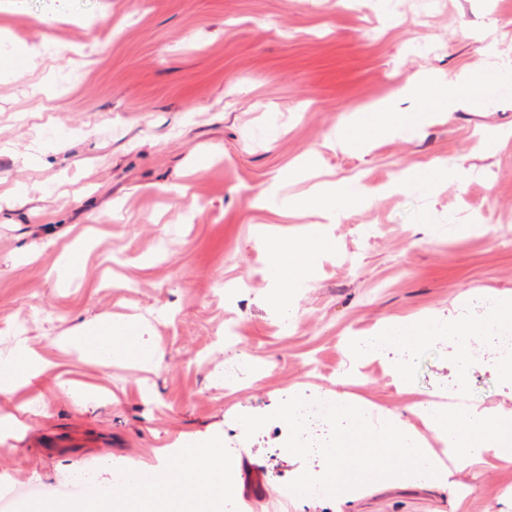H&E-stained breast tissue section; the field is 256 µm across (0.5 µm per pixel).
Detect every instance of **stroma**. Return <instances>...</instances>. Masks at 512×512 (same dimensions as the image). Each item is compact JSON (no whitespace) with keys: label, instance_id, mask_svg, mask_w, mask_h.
<instances>
[{"label":"stroma","instance_id":"1","mask_svg":"<svg viewBox=\"0 0 512 512\" xmlns=\"http://www.w3.org/2000/svg\"><path fill=\"white\" fill-rule=\"evenodd\" d=\"M491 61L512 69V0H0V353L22 336L51 364L0 394V417L22 424L0 435V512L85 476L112 487L115 467H155L198 438L237 458L222 512H334L280 497L325 460L275 413L335 387L348 339L424 314L478 321L487 302L462 292L512 293V96L429 122L412 98L404 135L329 141L404 85L427 83L438 104L443 84ZM435 160L458 178L388 190ZM343 179L369 201L321 221L289 209ZM316 222L328 251L294 255L310 276L290 319L267 302L264 253ZM73 250L81 266L59 277ZM131 317L161 366L90 364L66 343L86 321ZM472 345L464 364L444 337L365 359L349 391L375 415L458 390L512 415L498 343ZM85 387L108 403L85 401ZM242 416L260 423L246 437ZM333 428L350 472L371 458L398 467L362 422ZM455 480L368 487L344 512H512V462Z\"/></svg>","mask_w":512,"mask_h":512}]
</instances>
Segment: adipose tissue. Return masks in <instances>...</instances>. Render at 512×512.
<instances>
[{"label":"adipose tissue","mask_w":512,"mask_h":512,"mask_svg":"<svg viewBox=\"0 0 512 512\" xmlns=\"http://www.w3.org/2000/svg\"><path fill=\"white\" fill-rule=\"evenodd\" d=\"M483 90L479 96L466 91V80L449 83L447 105L449 109L468 105L485 108L504 94L512 92V76L490 74L483 77ZM417 87L405 86L394 96L380 101L375 110L374 132L380 137L402 134L405 129L398 112L401 99L420 95ZM368 194L355 180H340L315 189L302 202L303 209L330 216L334 202L348 206L366 203ZM294 245L281 241L266 252L264 273L273 285L268 303L285 309L291 304L294 289L302 287L301 271L292 260ZM512 335V298L501 299L478 322L468 320L441 321L429 316L418 321L395 320L384 323L373 334L357 339L353 346L361 356L382 352L412 338L429 340L446 336L456 341L460 352H468L475 336L507 337ZM73 342L87 361L103 362L138 357L144 364L156 365L160 359L155 350L147 348L138 331L116 327L100 320L83 325ZM46 370L44 361L30 351L24 343H17L12 355L0 362V394H12L29 387ZM409 411L411 421L400 414L387 412L369 422V434L390 456L402 460L400 473L378 467L367 461L359 478L348 477L345 459L337 448L327 449L328 468L320 473L303 476L285 487L283 494L290 500H309L314 497L331 499L345 504L355 499L363 483L392 484L426 481L436 489L454 487V475L465 467L489 460L512 461V422L488 415L479 406L467 404L463 394L449 395L447 402L428 400L414 402ZM477 429L483 439L475 445L463 446L462 433ZM433 433L439 447H430L425 433ZM235 464L233 457L218 453L210 446L198 443L183 449L173 460L169 471L176 473L174 482L163 490L151 486L122 484L120 491H105L91 499L57 504L55 512H158L159 505L174 504L178 512H197L202 505H215L224 497V473Z\"/></svg>","instance_id":"ef3b65f1"}]
</instances>
